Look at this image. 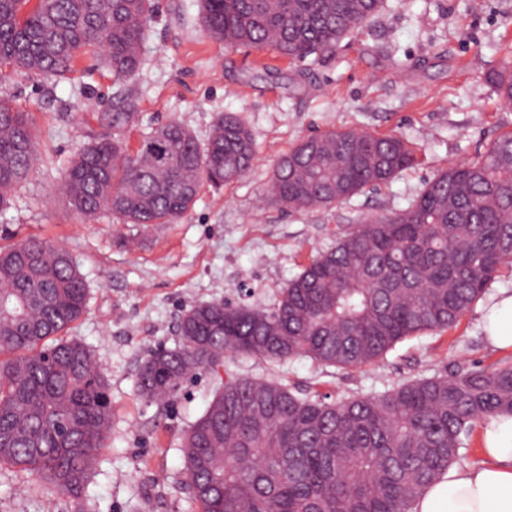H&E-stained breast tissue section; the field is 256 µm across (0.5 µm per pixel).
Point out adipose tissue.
<instances>
[{"mask_svg":"<svg viewBox=\"0 0 512 512\" xmlns=\"http://www.w3.org/2000/svg\"><path fill=\"white\" fill-rule=\"evenodd\" d=\"M483 327L491 345L512 349V293L493 298ZM481 442L484 463L449 466L412 512H512V416L489 417L481 428Z\"/></svg>","mask_w":512,"mask_h":512,"instance_id":"adipose-tissue-1","label":"adipose tissue"}]
</instances>
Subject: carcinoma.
<instances>
[{"mask_svg": "<svg viewBox=\"0 0 512 512\" xmlns=\"http://www.w3.org/2000/svg\"><path fill=\"white\" fill-rule=\"evenodd\" d=\"M33 3L28 12L23 7ZM207 33L227 48H270L292 61L333 50L385 0H200ZM153 0H0V69L64 76L94 50L116 80L135 74ZM512 105V64L489 76ZM112 137L84 146L62 185L86 221L172 224L204 185L242 178L256 155L251 131L226 113L204 143L172 121L129 150L114 112ZM38 160L29 113L0 103V211ZM391 134L330 130L279 157L266 198L304 213L329 211L414 166ZM512 262V133L478 160L450 166L402 209L341 226L281 290L270 310L205 302L186 310L173 348L145 356L138 395L169 403L188 377L235 353L307 357L358 369L398 342L443 332ZM88 288L71 253L40 238L0 247V466L79 499L112 424L108 384L71 324ZM512 416V363L440 372L371 397L301 398L259 378L231 376L182 440L184 486L198 512H412L461 459L476 426Z\"/></svg>", "mask_w": 512, "mask_h": 512, "instance_id": "cac0c4a2", "label": "carcinoma"}]
</instances>
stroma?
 Here are the masks:
<instances>
[{
	"label": "stroma",
	"instance_id": "stroma-1",
	"mask_svg": "<svg viewBox=\"0 0 512 512\" xmlns=\"http://www.w3.org/2000/svg\"><path fill=\"white\" fill-rule=\"evenodd\" d=\"M507 61L512 0H387L334 52L302 62L269 49H225L207 36L199 0H154L141 68L126 80L92 54L63 80L0 73V100L32 115L40 141L32 175L0 213V247L37 236L72 253L88 302L69 333L94 349L112 400L111 438L81 500L5 465L0 512H197L183 485L181 440L230 375L340 400L447 369L512 362V350L492 347L482 331L487 298L512 291L505 265L454 327L403 340L360 369L228 355L187 379L173 405L146 402L135 389L147 351L175 345L184 309L220 300L272 308L288 280L333 245L337 226L406 207L435 175L512 132V106L487 79ZM113 112L131 113L123 136L133 146L172 120L206 141L217 115L233 112L258 154L240 180L203 187L176 223L141 228L108 213L88 223L65 206L61 180L82 145L109 134ZM340 128L399 136L418 162L330 212L289 213L264 201L280 155Z\"/></svg>",
	"mask_w": 512,
	"mask_h": 512
}]
</instances>
